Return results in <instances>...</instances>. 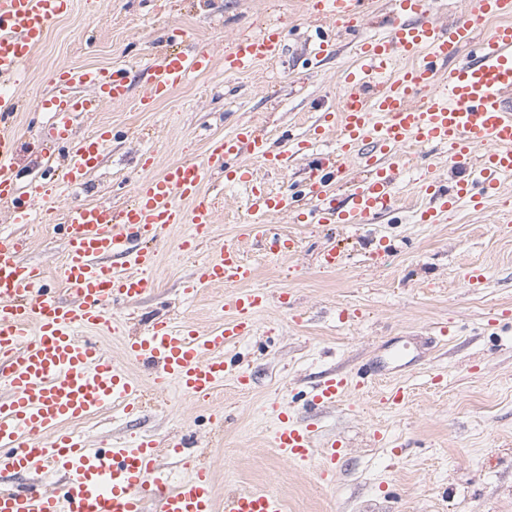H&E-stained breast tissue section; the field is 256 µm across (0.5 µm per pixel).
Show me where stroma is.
<instances>
[{
    "label": "stroma",
    "mask_w": 512,
    "mask_h": 512,
    "mask_svg": "<svg viewBox=\"0 0 512 512\" xmlns=\"http://www.w3.org/2000/svg\"><path fill=\"white\" fill-rule=\"evenodd\" d=\"M308 7V0H72L15 90L22 170L32 166L34 146L51 123L49 112L31 111L29 103L51 96L60 69L142 71L167 49L171 26L210 50L211 70L146 111L137 107V82L125 103L104 101L97 111L76 113L70 142L103 131L111 138L98 167L61 196L58 209L81 203L124 207L142 174L158 176L178 162L202 159L212 141L246 122L277 140H302L321 126L325 132L313 149H332L336 134L324 123L340 108V76L353 66L354 48L335 27L316 26ZM272 16L288 28L282 56L225 74V48ZM320 37L333 40L336 50L313 65L304 49ZM407 152L410 163L396 187L395 207L373 223L351 230L298 224L283 214L268 217L272 234L294 241L284 256L242 238L250 218L248 184L221 176L207 183L204 191L216 208L207 241L189 254L179 247L189 225L165 231L155 244L153 292L132 310L115 308L114 317L133 319L137 331L161 312L202 331L217 326L232 313V289L209 286L191 298L183 289L227 241L255 266L252 285L269 295L270 304L256 315L253 335L228 349L232 363L211 399H189L172 386L155 390L149 369L133 363L129 369L145 390L142 412L125 420L104 411L84 435L130 441L194 432L217 491L273 490L285 499L287 512H512V180L482 211L462 207L441 223L425 224L420 167L432 166L447 184L463 173L444 149L411 146ZM238 163L279 192L302 187L309 161L293 155L283 168L272 169L244 154ZM1 233L25 239L24 259L45 267L48 285L60 287L65 239L43 223L41 210L33 211L30 223L17 224L0 204ZM331 248L340 256L333 270L320 264L321 253ZM472 270L481 281H469ZM441 324L451 326L452 339L434 340ZM394 341L421 355L386 378L406 388L405 407L383 408L377 384L350 390L317 416L307 413L306 402L325 372L355 377ZM242 373L249 385H239ZM281 406L295 423H314L318 443L345 442L332 485L320 480L317 463L301 465L272 448ZM217 411L224 414L219 431L209 421Z\"/></svg>",
    "instance_id": "stroma-1"
}]
</instances>
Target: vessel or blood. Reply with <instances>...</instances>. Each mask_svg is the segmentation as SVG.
Segmentation results:
<instances>
[{"label": "vessel or blood", "mask_w": 512, "mask_h": 512, "mask_svg": "<svg viewBox=\"0 0 512 512\" xmlns=\"http://www.w3.org/2000/svg\"><path fill=\"white\" fill-rule=\"evenodd\" d=\"M69 5V0H0V203L11 207L21 224L29 221L35 205L54 209L70 184L93 171L107 139L102 133L71 146L47 182L21 190L8 110L33 48ZM369 6L370 0H313L311 13L352 34ZM388 16L387 36L357 41V65L342 77L335 147L313 157L299 192L252 185L251 218L244 226L248 238L287 252L293 240L268 238V216L286 213L300 224H366L388 213L401 177L397 159L413 142L446 148L449 161L467 173L449 189L432 170L422 171L432 200L421 214L423 223H439L444 213L462 205L481 209L512 177V0H474L466 19L444 26L431 19L428 0H389ZM491 18L497 27L482 35L483 22ZM283 29L276 20L236 39L224 52L225 74L278 59L284 51ZM211 66L212 57L203 48L170 50L148 67L140 109H149ZM133 80L125 67L60 70L44 103L58 121L40 143V152L67 139L70 113L94 111L90 100L76 96L77 88L94 86L118 104L127 101ZM244 152L270 166L285 163L261 130L243 124L209 149L203 161L186 160L161 176L144 177L123 208L68 207L62 290L47 287L44 267L23 260V239L0 236V512H285L283 498L271 490L217 495L211 468L191 452L186 436L163 446L151 435L131 443L90 445L70 427L109 408L127 418L140 411L142 384L127 369L130 361L152 369L156 388L173 385L189 398L208 399L223 384L225 350L251 335L254 315L269 301L266 293L249 288L254 270L238 246L217 247L185 289L191 296L215 284L235 288L234 314L216 327L202 332L168 316L130 336L125 323L112 320L108 311L152 290L157 260L152 245L170 225L190 223L192 232L180 247L196 250L215 222V205L203 187L218 173L250 183V173L232 164ZM352 159L360 175L341 200L327 187ZM185 201L192 202L191 211L182 209ZM109 336L124 337L125 362L115 361L105 349L102 340ZM409 363L394 345L386 357L372 360L371 370L380 376L388 367ZM348 390L345 378L328 374L308 408L336 404ZM272 444L297 463L321 458L319 476L327 482L345 452L336 440L318 447L313 428L285 421L274 431ZM163 455L184 466L182 479L167 482L159 470ZM50 472L62 473L64 481L48 491L11 482L15 476Z\"/></svg>", "instance_id": "1"}]
</instances>
